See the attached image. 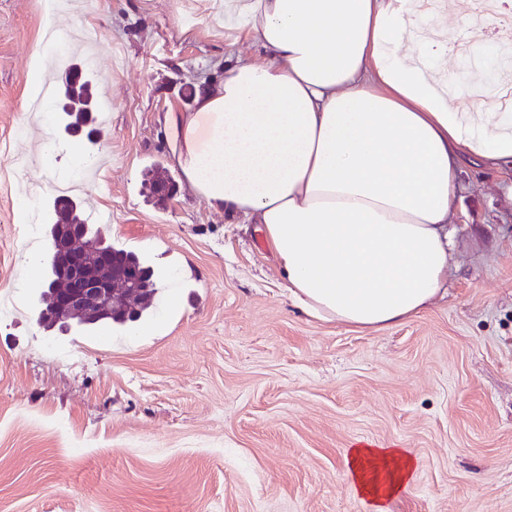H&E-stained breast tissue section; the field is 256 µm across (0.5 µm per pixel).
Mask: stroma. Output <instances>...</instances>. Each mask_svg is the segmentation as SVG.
I'll return each instance as SVG.
<instances>
[{"mask_svg":"<svg viewBox=\"0 0 512 512\" xmlns=\"http://www.w3.org/2000/svg\"><path fill=\"white\" fill-rule=\"evenodd\" d=\"M44 0H0V512H371L344 456L371 442L420 466L390 512H512V159L464 158L448 293L383 332L311 319L288 299L259 225L212 210L174 166L169 120L225 56L211 0H74L112 110L100 140L33 124ZM154 270L134 323L38 322L54 184ZM165 168L158 200L145 179ZM43 188L42 219L18 197Z\"/></svg>","mask_w":512,"mask_h":512,"instance_id":"stroma-1","label":"stroma"}]
</instances>
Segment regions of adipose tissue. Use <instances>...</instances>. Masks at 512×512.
<instances>
[{"label":"adipose tissue","instance_id":"adipose-tissue-1","mask_svg":"<svg viewBox=\"0 0 512 512\" xmlns=\"http://www.w3.org/2000/svg\"><path fill=\"white\" fill-rule=\"evenodd\" d=\"M224 32L262 61L225 62L191 111L172 117L174 162L190 190L261 224L285 287L305 313L374 331L419 315L448 283L461 162L512 157V113L491 97L512 52L449 56L468 28L454 5L417 0H218ZM373 512L414 480L395 445L345 456Z\"/></svg>","mask_w":512,"mask_h":512}]
</instances>
